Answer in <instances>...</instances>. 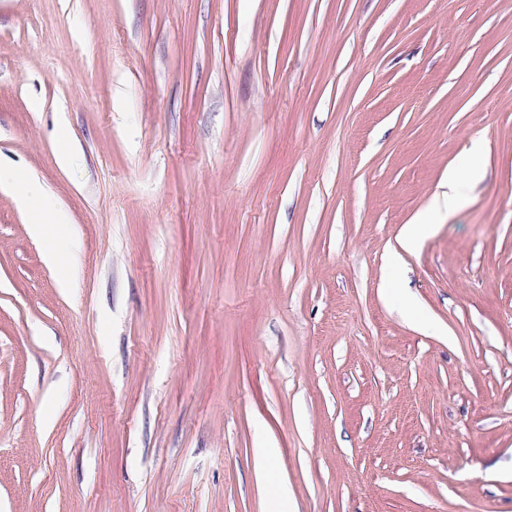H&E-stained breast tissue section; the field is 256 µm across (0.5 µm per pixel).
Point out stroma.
I'll list each match as a JSON object with an SVG mask.
<instances>
[{
	"mask_svg": "<svg viewBox=\"0 0 512 512\" xmlns=\"http://www.w3.org/2000/svg\"><path fill=\"white\" fill-rule=\"evenodd\" d=\"M0 167V512H512V0H0ZM478 174L477 165L465 170L457 167L448 169V203L444 207L448 210V215L463 203L468 188ZM0 185L8 187L16 202L29 213L30 229L36 237L69 246L49 253L50 262L61 270L60 286L68 288L72 271L78 264V253L72 248L77 240V231L69 224L66 212L28 177L0 169ZM431 222V215L426 213L418 216L413 224H407L402 236V247L406 251L414 250L419 244L420 240L427 235L433 224Z\"/></svg>",
	"mask_w": 512,
	"mask_h": 512,
	"instance_id": "stroma-1",
	"label": "stroma"
}]
</instances>
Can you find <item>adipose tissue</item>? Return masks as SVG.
Returning a JSON list of instances; mask_svg holds the SVG:
<instances>
[{
  "label": "adipose tissue",
  "mask_w": 512,
  "mask_h": 512,
  "mask_svg": "<svg viewBox=\"0 0 512 512\" xmlns=\"http://www.w3.org/2000/svg\"><path fill=\"white\" fill-rule=\"evenodd\" d=\"M0 185L8 187L17 203L30 215V229L41 239L57 242L50 251L49 260L61 270V287H69L73 269L78 264L74 248L77 231L69 224L66 212L45 190L32 179L0 170Z\"/></svg>",
  "instance_id": "adipose-tissue-1"
}]
</instances>
